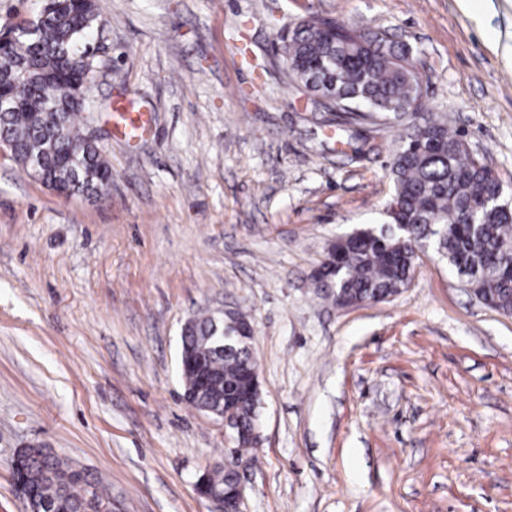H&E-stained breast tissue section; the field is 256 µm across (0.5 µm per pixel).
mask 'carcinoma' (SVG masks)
Instances as JSON below:
<instances>
[{
  "mask_svg": "<svg viewBox=\"0 0 512 512\" xmlns=\"http://www.w3.org/2000/svg\"><path fill=\"white\" fill-rule=\"evenodd\" d=\"M29 24L34 34L18 27L0 63V140L25 170L32 171L39 161L41 172L67 193L105 196L111 187L105 174L111 168L103 149L85 142V108L65 98L75 90L90 103L87 38L107 20L95 0H43ZM323 24V29L279 35L292 80L320 97L366 104L386 120L419 104L418 72L395 62L410 52L407 44L356 39L345 25L330 19ZM390 175L412 237L374 229L355 232L338 275L314 281L315 288L330 294L339 307L384 302L408 287L416 260L413 245L429 241L475 295L511 314L512 212L493 208L497 181L484 159L471 153L448 125L445 113L404 127ZM245 318L241 312L233 319L222 311L195 318L182 337L180 354L195 356L201 365L188 371L181 367L179 373L185 397L195 408L236 396L239 425L249 431L257 408L242 387L246 370L257 368L252 347L213 348L215 330L233 332L235 322ZM15 471L44 505L43 512H100L110 501L97 479L50 448L25 449Z\"/></svg>",
  "mask_w": 512,
  "mask_h": 512,
  "instance_id": "1",
  "label": "carcinoma"
}]
</instances>
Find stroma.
Returning <instances> with one entry per match:
<instances>
[{
	"label": "stroma",
	"instance_id": "35a3bbf8",
	"mask_svg": "<svg viewBox=\"0 0 512 512\" xmlns=\"http://www.w3.org/2000/svg\"><path fill=\"white\" fill-rule=\"evenodd\" d=\"M108 64L89 127L108 197L58 195L0 151V512L42 444L115 512H217L221 423L184 398L185 322L256 328L261 444L244 512H512V314L433 251L381 303L343 309L311 273L337 236L387 224L400 127L357 121L290 79L276 32L309 16L414 50L424 124L444 112L512 187V0H96ZM150 110L135 147L113 102Z\"/></svg>",
	"mask_w": 512,
	"mask_h": 512
}]
</instances>
